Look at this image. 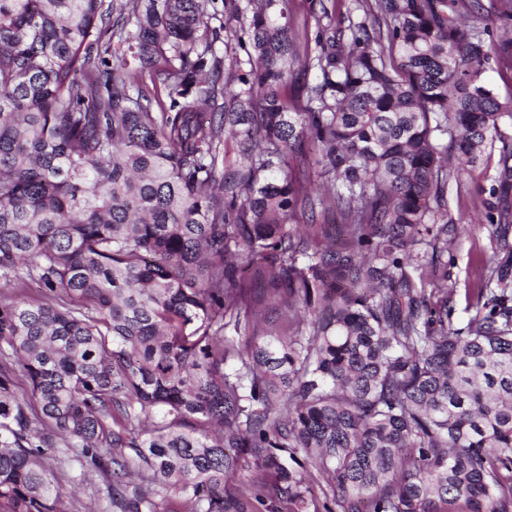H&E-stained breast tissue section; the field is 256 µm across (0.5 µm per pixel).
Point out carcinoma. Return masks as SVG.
I'll return each mask as SVG.
<instances>
[{"mask_svg":"<svg viewBox=\"0 0 512 512\" xmlns=\"http://www.w3.org/2000/svg\"><path fill=\"white\" fill-rule=\"evenodd\" d=\"M213 3L126 0L113 24L104 0H0V281L43 288L0 294V358L30 387L0 367V512H62L49 448L120 512H171V493L319 512L304 467L327 475L324 512H512V261L455 327L446 266L426 279L416 251L443 253L448 177L512 120L484 80L512 39L458 0H375L312 55L288 0H224L246 59L223 69ZM311 153L333 177L316 200ZM318 210L340 223L291 231ZM261 302L304 329L260 330ZM134 461L152 480L129 492ZM251 468L273 490L224 495Z\"/></svg>","mask_w":512,"mask_h":512,"instance_id":"1","label":"carcinoma"}]
</instances>
